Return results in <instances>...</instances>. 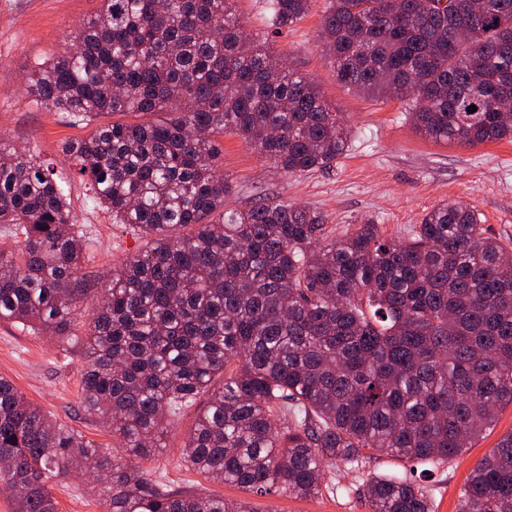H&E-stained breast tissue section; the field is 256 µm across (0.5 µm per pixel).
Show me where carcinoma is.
<instances>
[{
	"mask_svg": "<svg viewBox=\"0 0 512 512\" xmlns=\"http://www.w3.org/2000/svg\"><path fill=\"white\" fill-rule=\"evenodd\" d=\"M313 0H268L276 35ZM324 47L344 85L412 102L414 127L461 147L512 138V0H329ZM235 0H104L71 50L28 78L77 122L114 121L66 147L94 198L143 249L80 320L83 231L37 156L0 141V321L81 339L84 411L107 453L0 377V493L17 512H57L52 483L94 460L108 512H253L185 494L134 463L171 417L202 402L183 448L193 469L249 491L308 498L364 450L409 464L375 476L372 512H434L412 472L440 469L512 405V247L478 213L440 204L402 239L369 220L333 234L319 211L265 199L224 210V134L289 175L336 165L350 127L308 77L275 61ZM476 106L471 113L468 107ZM194 231L181 235L179 229ZM459 512H512V432L469 474Z\"/></svg>",
	"mask_w": 512,
	"mask_h": 512,
	"instance_id": "carcinoma-1",
	"label": "carcinoma"
}]
</instances>
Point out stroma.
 Here are the masks:
<instances>
[{
    "label": "stroma",
    "mask_w": 512,
    "mask_h": 512,
    "mask_svg": "<svg viewBox=\"0 0 512 512\" xmlns=\"http://www.w3.org/2000/svg\"><path fill=\"white\" fill-rule=\"evenodd\" d=\"M326 0L274 37L278 59L310 78L352 132L348 151L334 167L288 175L261 158L239 136L224 137V174L234 186L225 209L244 210L268 197L316 209L341 228L370 219L390 238L405 237L428 210L461 202L480 216L488 234L512 243V140L460 147L434 141L413 126L407 100L362 95L339 83L321 39ZM104 8L103 0H0V137L22 151H37L55 165L75 223L85 237V287L101 288L114 267L145 245L144 237L116 224L92 199L86 180L71 168L64 144L88 138L93 125L74 123L67 113L40 105L28 91L27 74L70 48L73 37ZM80 345L59 344L9 322H0V376L28 401L107 452L122 455L118 438L98 417L78 406ZM198 414L191 406L173 418L163 448L142 466L173 490L247 501L252 512H371L363 475L329 469L327 487L311 498L245 491L181 463L180 454ZM512 432V405L473 448L425 479L434 512H458L471 470ZM95 479L66 477L53 486L58 512H107Z\"/></svg>",
    "instance_id": "stroma-1"
}]
</instances>
